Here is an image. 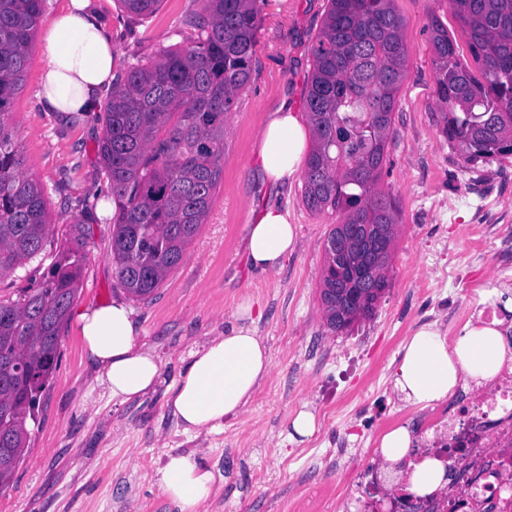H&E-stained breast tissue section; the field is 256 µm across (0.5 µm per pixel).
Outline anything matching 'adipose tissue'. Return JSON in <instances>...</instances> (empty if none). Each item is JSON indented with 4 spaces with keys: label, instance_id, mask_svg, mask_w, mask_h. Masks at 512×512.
Listing matches in <instances>:
<instances>
[{
    "label": "adipose tissue",
    "instance_id": "1",
    "mask_svg": "<svg viewBox=\"0 0 512 512\" xmlns=\"http://www.w3.org/2000/svg\"><path fill=\"white\" fill-rule=\"evenodd\" d=\"M117 50L92 0H65L42 31L37 102L44 112L68 116L102 107L101 92L117 77ZM260 170L275 184L287 183L301 169L312 142L304 116L288 105L267 115L261 128ZM296 243L286 208L266 205L248 227L247 255L261 273L280 269ZM251 305H240L235 324L190 353L184 372L167 399L183 433L199 436L223 427L243 413L271 372L269 349L249 320ZM74 324L89 359L101 373L113 402L125 404L154 391L161 367L140 338L132 311L121 301L76 311ZM499 318L466 322L455 339L432 324L421 326L402 346L393 373L396 393L408 404L427 408L452 399L463 379L479 387L512 375V346ZM415 438L400 426L382 435L380 457L399 469L402 488L415 495L447 490L446 465L414 454ZM156 481L180 512H199L215 485L214 472L200 451L169 452Z\"/></svg>",
    "mask_w": 512,
    "mask_h": 512
}]
</instances>
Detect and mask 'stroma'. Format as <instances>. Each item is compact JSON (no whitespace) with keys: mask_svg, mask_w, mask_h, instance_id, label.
<instances>
[{"mask_svg":"<svg viewBox=\"0 0 512 512\" xmlns=\"http://www.w3.org/2000/svg\"><path fill=\"white\" fill-rule=\"evenodd\" d=\"M117 49L118 71L187 46L184 21L204 0H162L143 19L118 0H96ZM408 50L406 77L393 114L389 171L382 186L396 198L399 229L388 287L371 318L332 332L319 291L324 243L337 216L310 212L302 178L278 188L258 171L260 129L282 102L304 111L313 70L311 46L328 0H261L251 78L226 120L224 170L206 224L181 263L147 299L128 297L114 274L111 196L100 218H83L78 200L107 184L98 154L105 112L68 120L40 111L39 63L31 61L10 122L24 172L45 189L52 243L34 260L0 277V297L37 285L57 250L86 236L87 259L74 309L122 300L161 362L154 392L126 404L112 400L71 326L61 332L54 380L42 393L38 421L0 512H179L155 473L167 452L200 449L215 476L200 512H360L361 486L381 473L379 442L393 427L419 430L432 409L401 401L392 367L420 326L455 338L484 308L501 311L512 297V155L466 162L443 133L430 37L440 19L471 62L448 0H395ZM272 202L287 206L297 243L279 270L260 274L247 259L248 226ZM253 304L254 327L270 350L271 374L246 410L222 429L191 438L166 406L192 350L223 335L236 307ZM316 433L287 438L301 409ZM352 442L337 459L336 445Z\"/></svg>","mask_w":512,"mask_h":512,"instance_id":"obj_1","label":"stroma"}]
</instances>
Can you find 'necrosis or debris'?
Listing matches in <instances>:
<instances>
[{"mask_svg":"<svg viewBox=\"0 0 512 512\" xmlns=\"http://www.w3.org/2000/svg\"><path fill=\"white\" fill-rule=\"evenodd\" d=\"M424 452L449 461L446 492L402 500L388 492L387 512H512V383L478 390L456 414L432 417Z\"/></svg>","mask_w":512,"mask_h":512,"instance_id":"obj_1","label":"necrosis or debris"}]
</instances>
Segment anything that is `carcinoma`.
<instances>
[{
  "label": "carcinoma",
  "mask_w": 512,
  "mask_h": 512,
  "mask_svg": "<svg viewBox=\"0 0 512 512\" xmlns=\"http://www.w3.org/2000/svg\"><path fill=\"white\" fill-rule=\"evenodd\" d=\"M129 17L153 14L161 0H118ZM186 25L190 45L165 51L117 77L99 144L102 171L118 207L112 219V260L119 285L132 297L153 294L206 223L224 166L225 122L250 80L260 27L258 0H205ZM312 46L314 69L306 108L313 148L302 198L315 213H338L324 244L338 238L349 255L368 258L388 286L389 252L399 224L395 198L380 188L390 162L392 115L406 76L403 19L394 0H330ZM477 70L458 59L437 18L431 43L437 96L448 108L443 133L468 163L512 155V0H449ZM46 0H0V277L41 254L51 225L43 188L23 171L10 126ZM86 262L84 237L52 264L36 288L0 299V491L21 462L26 420L52 383L61 331ZM334 284L320 281V299L334 332L372 315L379 296L336 318Z\"/></svg>",
  "instance_id": "1"
}]
</instances>
